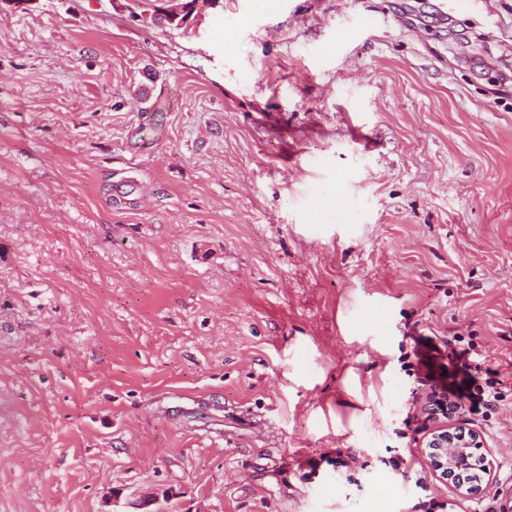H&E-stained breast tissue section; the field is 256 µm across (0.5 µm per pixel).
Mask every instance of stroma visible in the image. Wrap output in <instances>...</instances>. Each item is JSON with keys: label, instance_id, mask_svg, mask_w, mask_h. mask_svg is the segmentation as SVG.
I'll use <instances>...</instances> for the list:
<instances>
[{"label": "stroma", "instance_id": "35a3bbf8", "mask_svg": "<svg viewBox=\"0 0 512 512\" xmlns=\"http://www.w3.org/2000/svg\"><path fill=\"white\" fill-rule=\"evenodd\" d=\"M135 177L146 204L110 200ZM479 491L429 476L428 373ZM512 493V0H0V512ZM152 6L177 29L197 28L203 12L216 8L219 0H154ZM157 4H160L157 6ZM494 386L495 381L488 378L485 379L484 386L477 384V381H475L471 387L466 390H458V388L448 386V389L443 388L439 393L433 390L431 395L446 400L448 402V412L450 415H453L465 408H468L469 411H473L481 405L485 409L495 407L499 399ZM464 399H467L469 405L464 402Z\"/></svg>", "mask_w": 512, "mask_h": 512}]
</instances>
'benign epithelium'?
I'll return each mask as SVG.
<instances>
[{
  "label": "benign epithelium",
  "instance_id": "7a95c632",
  "mask_svg": "<svg viewBox=\"0 0 512 512\" xmlns=\"http://www.w3.org/2000/svg\"><path fill=\"white\" fill-rule=\"evenodd\" d=\"M219 0H154L152 6L161 12L166 20L177 29L198 27L203 12L215 8ZM485 440L481 433L473 428L446 424L430 433L427 440L426 456L430 475L451 483L456 489L473 491L475 477L472 472L475 463L484 464V473L491 472L487 455L479 452ZM169 500V492L146 493L135 502L138 512H163L160 501Z\"/></svg>",
  "mask_w": 512,
  "mask_h": 512
}]
</instances>
